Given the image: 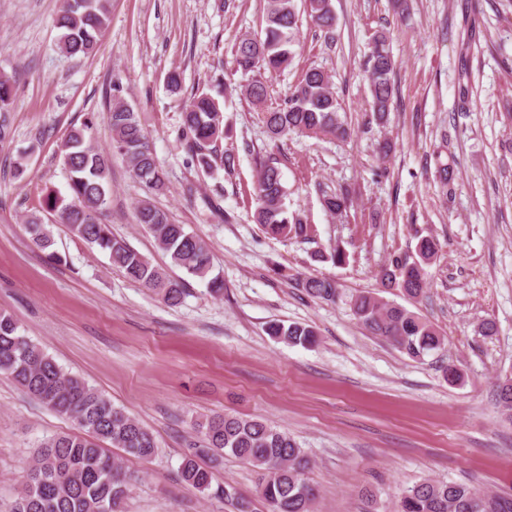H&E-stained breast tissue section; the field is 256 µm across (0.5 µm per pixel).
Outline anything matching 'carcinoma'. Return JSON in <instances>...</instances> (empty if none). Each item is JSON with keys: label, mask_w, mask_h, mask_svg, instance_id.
Masks as SVG:
<instances>
[{"label": "carcinoma", "mask_w": 512, "mask_h": 512, "mask_svg": "<svg viewBox=\"0 0 512 512\" xmlns=\"http://www.w3.org/2000/svg\"><path fill=\"white\" fill-rule=\"evenodd\" d=\"M110 0H65L56 17L60 31L58 48L69 58L92 56L107 27ZM304 11L324 33L325 43L339 40L336 16L330 0H303ZM264 27L241 37L232 49L236 71L246 82L236 90L259 109L269 138L276 143L291 134L345 140L351 128L339 98L332 90V77L317 67L308 68L281 105H267V75L293 66L302 49L297 0H266ZM370 101L376 120H388L396 89L393 77L396 61L389 35L376 30L370 36L365 61ZM217 94L198 89L184 101L181 138L186 141L191 162L197 171L210 175L223 168L234 169V157L219 150L224 138V113L216 95L228 90L216 79ZM14 76L0 72V145L13 137L12 112ZM108 124L112 133L111 151H99L91 141L94 117L72 128L60 146V158L68 173L69 197L48 193L41 208L24 217L33 244L41 249L52 245L44 214L64 224L77 238L108 255L112 266L139 283L169 306H177L184 295L183 283L169 278L112 232L102 216L112 203V154L123 156L136 179L148 189L162 192L166 176L156 163L138 113L121 99L108 103ZM280 159L274 154L261 164L254 189V221L275 239L308 241L313 228L287 205L288 191L282 181ZM324 210L331 216L349 217L354 200L345 190L319 188ZM136 223L152 234L159 250L171 264L206 282L214 297L224 294V279L211 275L212 254L204 241L188 233L184 225L151 200H141L135 209ZM441 250L431 235L418 236L414 256H393L381 269L379 287L383 293L398 291L417 299L428 287L426 267ZM313 259L343 265L347 253L340 247L317 251ZM295 284L309 296L336 299V281L326 276L299 275ZM354 317L371 335L395 344L413 359L438 351L445 337L420 315L384 300L374 292H362L351 301ZM267 332L290 345L316 343L315 330L301 323L285 326L273 322ZM0 374L6 375L27 394L56 414L71 421L74 432L41 442L25 471L22 488L8 512H123L125 500L136 481L103 448L109 443L125 454L148 461L157 452L152 433L136 418L114 407L112 401L82 379L67 374L41 348L25 336L14 318L0 312ZM497 402L504 421L512 424V378L497 385ZM203 435L204 447L193 448L180 464L182 481L200 493L223 499L232 492L213 486L210 467L199 462L231 454L263 471L259 494L269 512H311L316 488L306 478L309 460L304 450L287 432L259 419L214 414L195 424ZM395 512H512V494H487L468 484L424 480L403 491Z\"/></svg>", "instance_id": "carcinoma-1"}]
</instances>
